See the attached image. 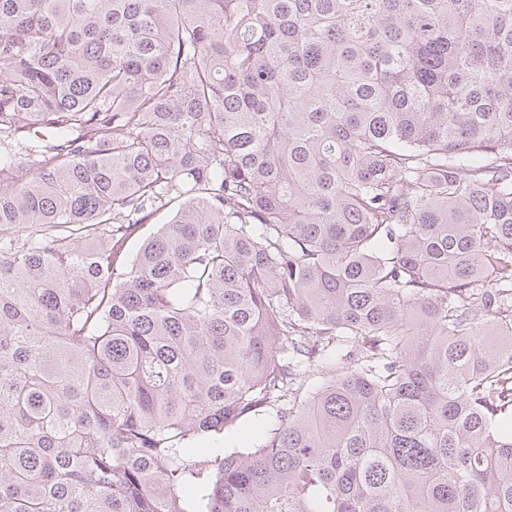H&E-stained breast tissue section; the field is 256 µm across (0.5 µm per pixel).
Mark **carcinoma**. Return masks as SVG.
<instances>
[{"instance_id": "obj_1", "label": "carcinoma", "mask_w": 512, "mask_h": 512, "mask_svg": "<svg viewBox=\"0 0 512 512\" xmlns=\"http://www.w3.org/2000/svg\"><path fill=\"white\" fill-rule=\"evenodd\" d=\"M511 420L512 0H0V512H512ZM262 418L248 420L224 432V437L218 439L215 445L219 453L246 452L248 448L257 446L263 439L266 431L274 424L273 409L269 408Z\"/></svg>"}]
</instances>
